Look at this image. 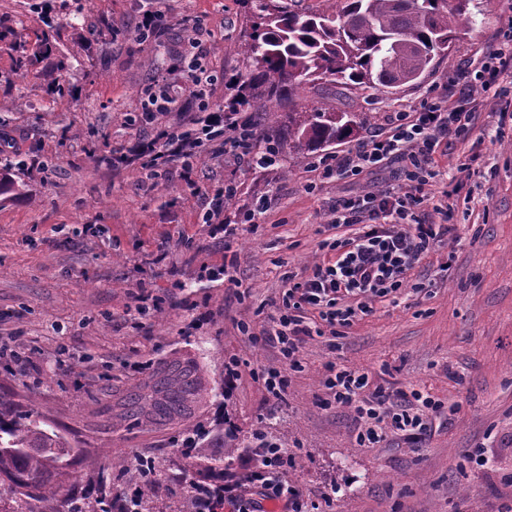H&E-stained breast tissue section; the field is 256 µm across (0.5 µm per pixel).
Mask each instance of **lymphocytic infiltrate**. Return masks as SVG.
I'll use <instances>...</instances> for the list:
<instances>
[{
  "instance_id": "f902f5d3",
  "label": "lymphocytic infiltrate",
  "mask_w": 512,
  "mask_h": 512,
  "mask_svg": "<svg viewBox=\"0 0 512 512\" xmlns=\"http://www.w3.org/2000/svg\"><path fill=\"white\" fill-rule=\"evenodd\" d=\"M184 61L185 86L203 114L200 127L177 123L161 128L132 155H119V162L139 160L153 174L175 162L189 171L199 149L217 140L225 151L252 161L260 155L275 157L273 145H259L258 131L249 119L214 111L216 78L203 66L198 42H190ZM476 76L486 90L494 81L512 79V30L487 50ZM479 118V112L463 109L435 91L419 105L394 112L385 130L347 153L314 161L323 180L356 179L396 163L401 182L337 202L336 225L356 226L355 235L329 242L327 260L289 284L277 317L261 334L289 366H298L302 345L314 332L310 316L332 328L352 326L371 313L375 301L397 296L415 266L437 244L453 237L455 227L446 220L447 198H440L436 206L440 221H427L418 209L428 198L429 186L441 176L439 157L447 154L452 141L468 136ZM228 128L233 131L229 137L224 134ZM368 384L367 375L355 369L327 367L324 386L331 402L351 408L362 425L356 437L359 445L380 443L388 430L412 445L429 433L432 416L442 409L439 400L417 389L393 396L382 388L369 389ZM253 454L243 481L212 478L197 483L196 512H219L226 502L234 512H267L271 504L282 506L284 512H304L299 489L284 478L287 452L266 447L260 435Z\"/></svg>"
}]
</instances>
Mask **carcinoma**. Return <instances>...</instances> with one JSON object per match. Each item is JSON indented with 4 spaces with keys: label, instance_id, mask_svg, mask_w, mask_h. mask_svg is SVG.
Returning a JSON list of instances; mask_svg holds the SVG:
<instances>
[{
    "label": "carcinoma",
    "instance_id": "obj_1",
    "mask_svg": "<svg viewBox=\"0 0 512 512\" xmlns=\"http://www.w3.org/2000/svg\"><path fill=\"white\" fill-rule=\"evenodd\" d=\"M252 33L241 52L246 75L237 105L265 125L274 140L288 137V148L306 157L351 135L368 121L365 112H338L316 101L295 111L296 97L308 85L329 84L341 91L397 89L433 69L448 55L459 33L476 26L470 0H325L310 13L285 11L256 0ZM13 31L0 28V43L14 53L15 74L24 75L32 57L49 44L36 37V47L11 40ZM207 395L197 367L172 360L150 381L127 394L130 414L146 421L166 422L191 413ZM34 411L21 414L0 395V503L6 512H88L83 498L62 483L72 448L58 433L41 427ZM202 427L182 433L181 446L191 458L204 461L207 475H222L233 465L240 447L237 432L223 429L213 439ZM222 448L212 458L207 449ZM153 482L123 495L121 512H151Z\"/></svg>",
    "mask_w": 512,
    "mask_h": 512
}]
</instances>
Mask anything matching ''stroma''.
I'll return each instance as SVG.
<instances>
[{
    "label": "stroma",
    "instance_id": "1",
    "mask_svg": "<svg viewBox=\"0 0 512 512\" xmlns=\"http://www.w3.org/2000/svg\"><path fill=\"white\" fill-rule=\"evenodd\" d=\"M474 5L476 27L421 82L393 94L303 92L372 115L332 152L356 147L436 88L456 93L512 27L507 0ZM156 12L166 16L163 31L139 41V26ZM0 25L30 39L52 35L24 79L0 44V128L25 161L11 173L15 191L0 195V340L27 359L22 370L0 360V393L69 441L79 493L119 495L139 483L147 458L158 482L152 512H179L199 478L197 465L177 467L181 432L222 424L248 440L263 430L287 451V479L317 512H512V91L475 89L473 108L500 113V128L475 130L439 161L444 182L460 188L455 239L416 265L398 301L375 302L338 335L306 338L293 369L258 333L281 305L288 275L306 276L323 259V242L349 235L332 225L337 202L393 183L395 168L323 182L311 158L284 145L268 168L209 148L192 171L173 164L152 179L140 162L113 166L153 127L194 118L184 93L154 125L136 120L155 80L182 86L180 53L191 37L218 77L216 109L228 112L246 73L242 0H0ZM475 153L474 175L465 163ZM224 182L237 187L225 223L268 203L256 227L229 242L202 224L206 193ZM228 252L237 257L233 284L213 273ZM142 295L158 305L144 317L135 311ZM177 357L194 360L220 397L171 423L126 417L127 391ZM231 357L244 367L230 388ZM332 363L366 373L374 387L424 390L444 413L418 447L395 435L360 446L350 408L331 404L323 385ZM271 368L287 379L278 397L261 379ZM478 449L485 465L471 458Z\"/></svg>",
    "mask_w": 512,
    "mask_h": 512
}]
</instances>
